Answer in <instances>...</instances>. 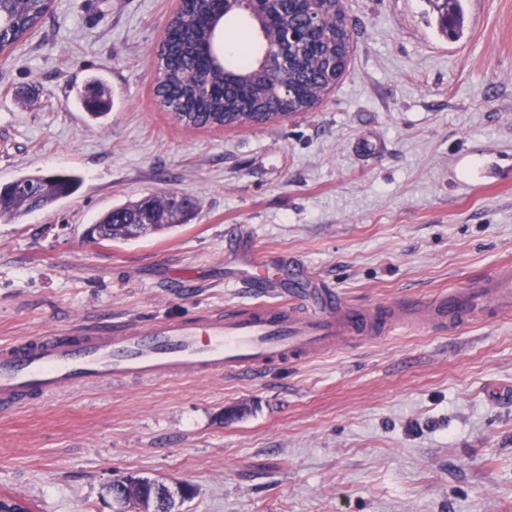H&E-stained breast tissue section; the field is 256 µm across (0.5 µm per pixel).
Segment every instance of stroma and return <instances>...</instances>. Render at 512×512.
<instances>
[{"mask_svg": "<svg viewBox=\"0 0 512 512\" xmlns=\"http://www.w3.org/2000/svg\"><path fill=\"white\" fill-rule=\"evenodd\" d=\"M462 4L451 40L430 0H341L348 66L313 109L188 129L155 94L177 0H54L0 56V187L61 170L83 184L0 217V344L251 305L250 256L362 307L512 262V0ZM94 75L113 100L99 123L79 105ZM164 191L195 198L189 223L85 240ZM128 474L192 485L180 512H512V317L0 410V496L31 512H116L108 488Z\"/></svg>", "mask_w": 512, "mask_h": 512, "instance_id": "obj_1", "label": "stroma"}]
</instances>
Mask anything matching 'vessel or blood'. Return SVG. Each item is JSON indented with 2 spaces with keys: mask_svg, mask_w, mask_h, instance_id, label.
I'll return each instance as SVG.
<instances>
[{
  "mask_svg": "<svg viewBox=\"0 0 512 512\" xmlns=\"http://www.w3.org/2000/svg\"><path fill=\"white\" fill-rule=\"evenodd\" d=\"M289 297L216 315L131 325H81L0 346V409L76 388L193 373L245 377L302 364L397 326L457 328L512 313V265L463 288L370 308L344 304L328 287H305L294 267Z\"/></svg>",
  "mask_w": 512,
  "mask_h": 512,
  "instance_id": "vessel-or-blood-1",
  "label": "vessel or blood"
}]
</instances>
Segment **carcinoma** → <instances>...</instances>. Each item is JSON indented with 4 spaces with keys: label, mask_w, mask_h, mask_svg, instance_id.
Masks as SVG:
<instances>
[{
    "label": "carcinoma",
    "mask_w": 512,
    "mask_h": 512,
    "mask_svg": "<svg viewBox=\"0 0 512 512\" xmlns=\"http://www.w3.org/2000/svg\"><path fill=\"white\" fill-rule=\"evenodd\" d=\"M437 10V28L445 36L463 33L461 0H430ZM53 0H0V44L20 41L51 10ZM318 29L308 31L299 4L294 0H260L249 17L254 26L269 36V26L281 33L291 29L296 42L279 40V47L254 56L247 46L241 49L239 65L229 69L218 48L224 18L242 11L240 0H215L200 4L195 21L172 18L157 51L160 81L157 96L187 128L239 127L273 118L290 117L312 109L325 93L329 68H346L343 59L348 39L345 16L337 0H320ZM94 118L112 110L100 93L83 100ZM36 183L33 200L12 191L0 195V216H20L49 207L70 197L82 184L73 172L27 175ZM173 194H150L111 209L87 230L88 241H129L139 238L125 223H149L148 233L168 231L184 223L195 202L184 207L172 203Z\"/></svg>",
    "instance_id": "obj_1"
}]
</instances>
